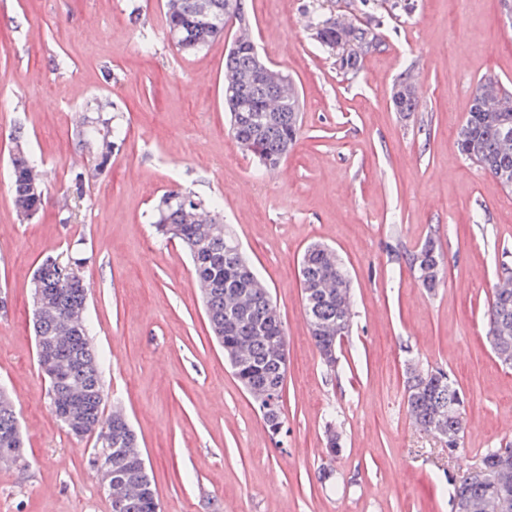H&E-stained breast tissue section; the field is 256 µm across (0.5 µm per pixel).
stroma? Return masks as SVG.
Instances as JSON below:
<instances>
[{
	"label": "stroma",
	"mask_w": 512,
	"mask_h": 512,
	"mask_svg": "<svg viewBox=\"0 0 512 512\" xmlns=\"http://www.w3.org/2000/svg\"><path fill=\"white\" fill-rule=\"evenodd\" d=\"M311 4L244 0L260 54L303 104L299 143L267 173L228 132L227 39L181 54L165 35L163 0H0V387L28 453L26 468L0 466V512H111L88 466L95 438L67 434L37 365L29 281L66 252L86 260L105 403L126 410L159 512H452L453 483L512 442V369L487 338L493 284L512 268V191L456 145L478 82L492 75L512 89V22L500 0H416L402 16L333 0L336 15L377 24L382 37L346 76L311 38ZM410 65L425 93L405 117L390 92ZM95 97L113 102L126 140L67 219L55 201L74 158H90L76 129ZM31 100L41 108L29 110ZM18 144L40 161L51 199L29 221L9 192ZM174 184L222 200L280 312L279 440L210 333L189 256L153 234L151 208ZM430 237L446 261L431 292L407 261ZM315 241L335 249L352 287V331L331 372L309 335L298 274ZM413 363L447 371L465 396L456 453L409 415Z\"/></svg>",
	"instance_id": "1"
}]
</instances>
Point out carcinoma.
I'll return each mask as SVG.
<instances>
[{
	"label": "carcinoma",
	"mask_w": 512,
	"mask_h": 512,
	"mask_svg": "<svg viewBox=\"0 0 512 512\" xmlns=\"http://www.w3.org/2000/svg\"><path fill=\"white\" fill-rule=\"evenodd\" d=\"M331 0H317L308 27L315 41L335 59L340 72L355 73L365 55L380 43L374 28L336 16ZM164 26L175 47L188 55L196 54L224 32L232 33L224 58V106L230 120L229 132L243 151L266 172L275 170L301 135V100L293 84L288 98L281 99L278 86L263 75V60L250 48L254 34L242 0H164ZM412 74L407 72L395 83L391 102L398 112L416 110ZM78 143L93 154V171L107 168L113 153L123 143L121 129L112 125L99 131L87 122L77 131ZM461 154L491 175L504 188L512 189V90L497 78L488 76L476 88L464 124L458 135ZM85 175L75 174L71 189L57 201L60 210H69L71 193H81ZM9 189L13 206L24 219L44 208V172L37 160L22 146H16L9 162ZM156 234L164 240H177L187 251L193 278L205 306L214 337L224 341L229 352L246 348L247 359L233 374L244 390L262 406L260 396L270 387L282 394L286 372L272 359L273 346L285 336L281 315L265 284L245 253L237 252L239 242L224 224L221 205L207 203L189 191L175 186L166 191L153 210ZM83 260L69 256L49 257L35 270L31 295L48 300L35 320L37 347L66 337L69 352V380L49 385L50 404L77 397L81 410L73 424L61 422L66 431L81 438L94 434L99 444L112 438L138 447L137 437L124 411H112V430L102 419L103 387L100 362L89 345L87 318L72 322L71 311H87V294L80 275ZM419 283L429 291L444 278V259L437 241L430 237L409 257ZM303 285V305L311 338L322 352L329 342L337 343L349 334L352 322L337 328L339 316L353 318L351 283L337 256L322 243L310 244L299 269ZM489 340L495 356L504 366L512 365V275L499 278L488 307ZM436 371L408 368V411L422 430L446 441L463 437L465 420L455 403L458 387L450 378H434ZM23 444L16 408L6 393H0V447ZM112 473L136 484L142 478L148 488L135 490L124 501L120 512H155L157 492L143 456L112 455ZM452 502L469 512H512V477L491 484L468 482L454 486Z\"/></svg>",
	"instance_id": "carcinoma-1"
}]
</instances>
